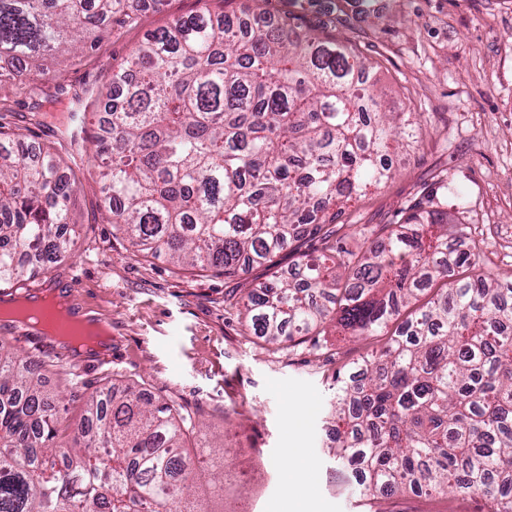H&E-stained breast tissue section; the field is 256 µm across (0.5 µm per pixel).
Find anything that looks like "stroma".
Masks as SVG:
<instances>
[{"label": "stroma", "instance_id": "1", "mask_svg": "<svg viewBox=\"0 0 512 512\" xmlns=\"http://www.w3.org/2000/svg\"><path fill=\"white\" fill-rule=\"evenodd\" d=\"M367 18L357 0L343 11L341 31L368 58L378 89L397 112L420 115L418 146L395 153L394 179L348 204L341 233L347 248L365 241L361 225L396 223L423 191L444 179L462 197L454 213L485 260L512 270V0H373ZM199 0L144 7L137 27L102 31L98 48L45 60L8 88L0 130L19 136L20 150L51 147L67 154L60 122L76 109L71 91L96 101L113 68L135 44L197 10ZM98 174L84 178L71 206L75 235L67 254L46 273L16 284L25 293L55 287L73 307L112 324V360L42 348L35 332L0 328V343L41 367L40 386L63 423L83 414V395L68 390L80 375L85 392L132 382L191 414L195 442L224 449V488L202 470L197 500L208 512H278L290 466L310 468L307 512H484L480 500L405 491L362 496L331 450L328 411L343 364L378 347L370 336H309L280 349L246 332L234 297L268 277L264 267L238 276L200 275L162 255H134L105 219Z\"/></svg>", "mask_w": 512, "mask_h": 512}]
</instances>
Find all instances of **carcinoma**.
Listing matches in <instances>:
<instances>
[{"label": "carcinoma", "instance_id": "obj_1", "mask_svg": "<svg viewBox=\"0 0 512 512\" xmlns=\"http://www.w3.org/2000/svg\"><path fill=\"white\" fill-rule=\"evenodd\" d=\"M323 16L311 25L288 11L237 30L204 6L132 48L106 87L108 126L84 150L89 163L112 159L104 208L136 255L226 277L266 267L236 304L268 344L332 323L385 337L336 376L330 411L336 456L364 497L451 492L512 512V275L501 283L483 242L449 222L460 197L441 179L397 223L367 229L366 248L344 247L337 219L393 177L390 153L417 129L334 35L333 0ZM139 21L132 0H0V90L45 56L81 50L88 30ZM12 145L0 138V283L67 250L81 184L57 153L22 161ZM450 238L466 248L448 251ZM306 239L319 255L301 250ZM285 249L291 277L276 260ZM140 395L131 383L91 393L61 451L27 364L0 353V512H187L195 422Z\"/></svg>", "mask_w": 512, "mask_h": 512}]
</instances>
